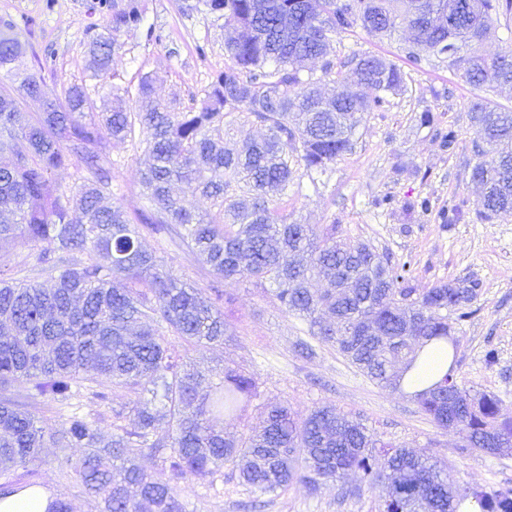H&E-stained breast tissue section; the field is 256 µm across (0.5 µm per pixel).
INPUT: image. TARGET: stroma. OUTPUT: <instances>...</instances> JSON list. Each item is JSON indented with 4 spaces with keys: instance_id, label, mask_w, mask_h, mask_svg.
Here are the masks:
<instances>
[{
    "instance_id": "1",
    "label": "stroma",
    "mask_w": 512,
    "mask_h": 512,
    "mask_svg": "<svg viewBox=\"0 0 512 512\" xmlns=\"http://www.w3.org/2000/svg\"><path fill=\"white\" fill-rule=\"evenodd\" d=\"M144 34L123 35L113 60V76L93 77L89 44L112 20V0H0V31L24 47L22 67L38 71L47 96H62L74 84L86 85L96 111L112 104L113 90L150 75L157 96L176 109L191 107L212 76L228 63L224 22L206 9L185 10V0H140ZM405 35L368 34L362 28L336 35L328 58L337 76H345L356 55H375L397 65L401 91L383 108L365 113L351 150L325 172H299L281 201L289 221L335 226L336 235L369 244L392 262H410L411 287L423 290L453 281H478L480 293L470 319L456 327L457 378L465 388L496 395L500 412L512 418V213L485 221L479 216L482 190L470 177L474 163L469 108L490 99L512 109V88L495 90L469 83L462 68L434 59L408 60ZM430 112L435 123H420ZM457 133L453 151L440 144L441 130ZM103 166L112 177L110 200L130 223L150 204L139 173L149 155L145 143L104 138ZM391 204H384V197ZM428 200V210L417 208ZM460 208L456 223L441 213ZM140 241L157 258L160 270L210 297L222 287L227 335L223 344L186 348L185 367L210 379L224 369L253 376L259 395L239 417L225 423L227 433L242 437L258 430L265 408L284 404L297 418L321 405L359 416L388 444L423 452L447 465L460 491L512 486V452L492 455L464 450L459 435L437 427L404 391L370 380L334 345L313 336L308 322L287 312L270 285L250 276L220 282L209 267L168 232H142ZM0 278L31 283L46 277L34 267L33 252L21 244L0 246ZM495 362H487V351ZM78 448L48 444L36 462L38 483L66 498L73 512H99L95 499L83 495L74 476H62L61 464L81 456ZM176 491L187 512H385V490L359 476L317 488L295 484L270 494L244 485L232 464H225L214 486L194 478Z\"/></svg>"
}]
</instances>
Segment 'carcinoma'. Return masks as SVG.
I'll return each mask as SVG.
<instances>
[{"instance_id": "carcinoma-1", "label": "carcinoma", "mask_w": 512, "mask_h": 512, "mask_svg": "<svg viewBox=\"0 0 512 512\" xmlns=\"http://www.w3.org/2000/svg\"><path fill=\"white\" fill-rule=\"evenodd\" d=\"M224 20L229 64L203 90L200 104L175 111L154 97L150 77L115 96L103 124L83 84L63 97L44 100L26 117L10 93H0V149L12 162L0 165V243L21 241L34 250L47 285L0 279V470L40 460L46 439L39 417L20 398H45L69 408L61 415L62 448H82L73 463L80 484L100 500V512H185L175 485L188 477L209 481L224 463L261 494L294 483L316 487L356 474L379 481L386 512H457L458 489L445 466L429 457L383 443L356 417L330 406L298 422L284 405L267 409L261 432L230 439L219 420L232 419L257 397L253 377L226 369L219 382L179 365L176 343H224V291L204 298L159 270L142 248L139 232L120 208L105 203L108 178L99 165L103 136L125 142L139 128L149 132L152 162L140 183L153 207L140 221L154 232L172 229L191 252L226 282L248 273L275 285L285 310L309 320L313 335L337 350L369 378L394 388L403 375L392 365L414 367L431 341L449 342L448 371L413 393L425 416L458 433L466 449L501 451L496 439H512V420L500 417L498 399L470 394L455 375L453 322L469 319L479 283H440L421 293L405 287L410 264L393 266L369 245L338 240L335 233L288 221L275 206L288 186L306 172L325 171L351 149L352 133L366 112L386 103L403 84L400 69L376 56L351 59L348 79L372 92L322 94V78L333 74L326 59L333 36L362 27L375 36L409 31L406 55L415 64L430 58L463 68L474 85L512 84V53L492 58L471 52L490 31L492 15L512 11V0H204ZM138 0L112 3L108 32L92 43L93 76L111 72L118 37L140 27ZM21 56L13 38L0 36V70L10 72ZM323 60L322 76L301 77L306 62ZM37 72L20 88L41 91ZM242 114L264 126L266 136L240 144L225 139V119ZM476 138L471 179L484 188L481 217L512 212V110L481 99L470 108ZM84 164L85 184L73 194L51 188L50 175L72 159ZM210 200L215 213L204 220L186 209L171 186ZM94 252L111 259L103 267L89 259L80 268L59 269V253ZM326 282L310 288L313 278ZM133 392L157 394L163 407H135L133 428L112 411L83 413L72 400L86 392L100 409L110 395L97 378ZM27 384L25 394L15 384ZM166 419L170 440L153 438ZM162 459L165 477L147 474L136 457ZM479 512H512V488H474Z\"/></svg>"}]
</instances>
